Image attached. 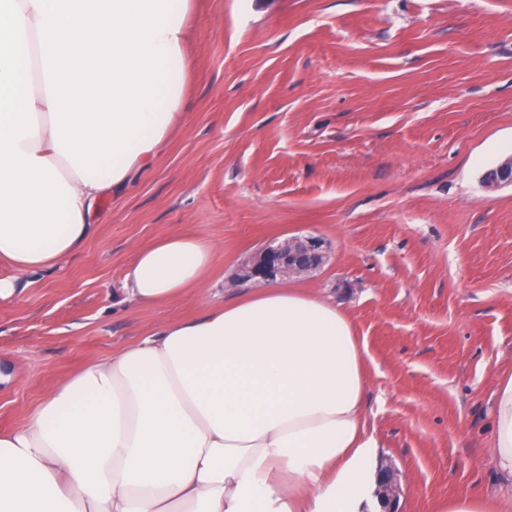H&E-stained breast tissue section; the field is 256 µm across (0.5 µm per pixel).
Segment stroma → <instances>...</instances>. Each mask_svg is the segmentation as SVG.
<instances>
[{"label": "stroma", "instance_id": "obj_1", "mask_svg": "<svg viewBox=\"0 0 512 512\" xmlns=\"http://www.w3.org/2000/svg\"><path fill=\"white\" fill-rule=\"evenodd\" d=\"M190 69L166 150L80 252L0 303V430L68 375L223 301L266 241L323 238L295 280L352 318L371 371L367 427L398 512L473 489L512 494L486 461L498 374L512 365V0H193ZM215 246L203 290L127 299L138 248ZM483 181L489 189H496L505 184L512 185V156L504 158L494 168L488 170Z\"/></svg>", "mask_w": 512, "mask_h": 512}]
</instances>
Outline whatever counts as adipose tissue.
I'll use <instances>...</instances> for the list:
<instances>
[{
	"label": "adipose tissue",
	"mask_w": 512,
	"mask_h": 512,
	"mask_svg": "<svg viewBox=\"0 0 512 512\" xmlns=\"http://www.w3.org/2000/svg\"><path fill=\"white\" fill-rule=\"evenodd\" d=\"M191 0H0V302L59 267L178 119ZM214 245L138 249L131 302L200 288ZM370 377L332 300L268 284L63 379L0 432V512H363L380 466ZM490 464L512 481V369Z\"/></svg>",
	"instance_id": "ef3b65f1"
}]
</instances>
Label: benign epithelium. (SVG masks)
<instances>
[{
	"label": "benign epithelium",
	"mask_w": 512,
	"mask_h": 512,
	"mask_svg": "<svg viewBox=\"0 0 512 512\" xmlns=\"http://www.w3.org/2000/svg\"><path fill=\"white\" fill-rule=\"evenodd\" d=\"M489 189L512 185V156L500 161L483 177ZM326 258L325 241L317 236H293L283 241L271 240L252 252L238 266L232 278L235 284L274 283L308 276L322 267ZM398 488L390 472L381 475L379 495L386 512H397Z\"/></svg>",
	"instance_id": "benign-epithelium-1"
}]
</instances>
